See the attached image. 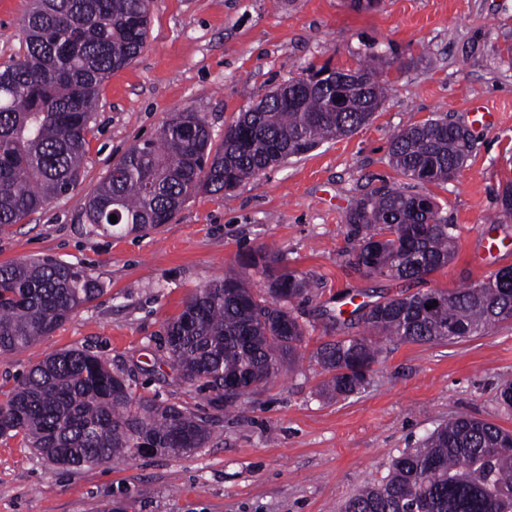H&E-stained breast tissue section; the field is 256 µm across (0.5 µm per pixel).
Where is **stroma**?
<instances>
[{
  "instance_id": "stroma-1",
  "label": "stroma",
  "mask_w": 512,
  "mask_h": 512,
  "mask_svg": "<svg viewBox=\"0 0 512 512\" xmlns=\"http://www.w3.org/2000/svg\"><path fill=\"white\" fill-rule=\"evenodd\" d=\"M29 7L0 0V63L18 53ZM509 45L512 0H379L370 11L350 0H152L143 51L104 83L76 187L25 223L0 227V264L50 258L102 286L54 332L0 354V399L34 363L85 348L129 374L136 395L183 405L217 436L179 456L79 469L48 462L24 435L0 438V512H337L448 419L512 432L500 399L512 382L510 322L453 343L380 340L368 385L345 398L320 394L324 375L311 358L321 342L348 335L332 320L344 302L401 291L352 265L346 215L366 192L410 186L389 156L392 136L409 124L445 117L474 140L455 178L423 187L454 224L458 250L413 291H452L512 267V217L497 202L512 181ZM370 53L383 60L390 94L355 133L269 168L231 199L197 194L156 230L108 234L89 223L85 204L112 164L175 113H200L218 143L239 112L305 68L353 69ZM481 107L497 113L495 125L474 124ZM259 249L313 283L294 303L305 360L227 409L172 368L164 328L226 271L263 288L261 271L241 266Z\"/></svg>"
}]
</instances>
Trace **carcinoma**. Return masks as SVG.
Returning <instances> with one entry per match:
<instances>
[{
	"instance_id": "1",
	"label": "carcinoma",
	"mask_w": 512,
	"mask_h": 512,
	"mask_svg": "<svg viewBox=\"0 0 512 512\" xmlns=\"http://www.w3.org/2000/svg\"><path fill=\"white\" fill-rule=\"evenodd\" d=\"M150 2L34 0L22 26L21 63H0V226L22 223L74 188L103 83L144 48ZM372 62L355 68L358 85L336 84L348 100L345 112L329 108L328 90L291 79L239 113L217 146L200 113L173 115L156 138L133 145L112 166L88 199L89 222L106 233L157 229L199 191L229 198L283 160L354 133L386 99ZM472 148L467 128L435 118L397 132L389 155L403 176L425 185L454 178ZM346 223L357 239L354 264L376 277L420 280L456 254L453 227L427 194L372 190ZM243 265L267 277L265 293L228 271L164 329L172 367L226 406L298 363L305 336L292 303L308 295L309 280L281 269L279 256L266 250ZM100 291L86 271L52 259L0 264V354L52 333ZM438 296L431 309L425 292L357 305L342 324L358 332L316 350L328 374L323 392L348 395L366 385L381 353L375 336L452 341L512 320V271ZM12 431L72 468L134 457L144 443L157 454L179 455L204 447L213 434L178 404L136 396L124 372L85 349L45 358L0 400V437ZM341 512H512V433L454 418L394 458L387 475L361 488Z\"/></svg>"
}]
</instances>
